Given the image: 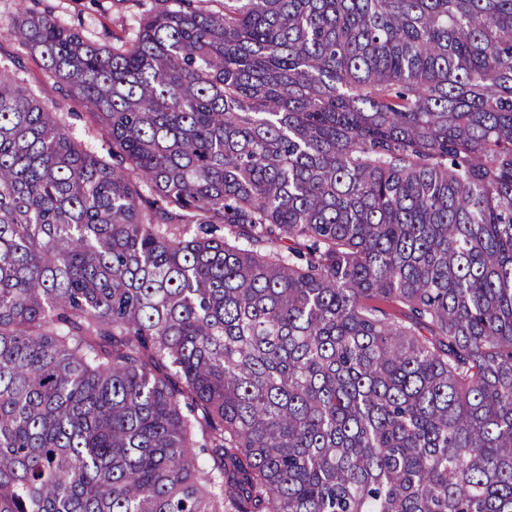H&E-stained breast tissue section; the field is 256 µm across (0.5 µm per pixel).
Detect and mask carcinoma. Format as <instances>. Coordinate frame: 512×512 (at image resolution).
<instances>
[{
  "label": "carcinoma",
  "instance_id": "cac0c4a2",
  "mask_svg": "<svg viewBox=\"0 0 512 512\" xmlns=\"http://www.w3.org/2000/svg\"><path fill=\"white\" fill-rule=\"evenodd\" d=\"M174 2L18 0L0 512H512V0ZM17 17V0H0V67L31 89L45 107L55 112H79V116H67L70 133L87 149L104 152L105 143L89 115L79 109L65 87L48 79L29 50L11 37L10 30ZM27 6L49 14L59 24L74 27L91 40L112 44V35L131 32L138 16L159 8L155 0H28Z\"/></svg>",
  "mask_w": 512,
  "mask_h": 512
}]
</instances>
